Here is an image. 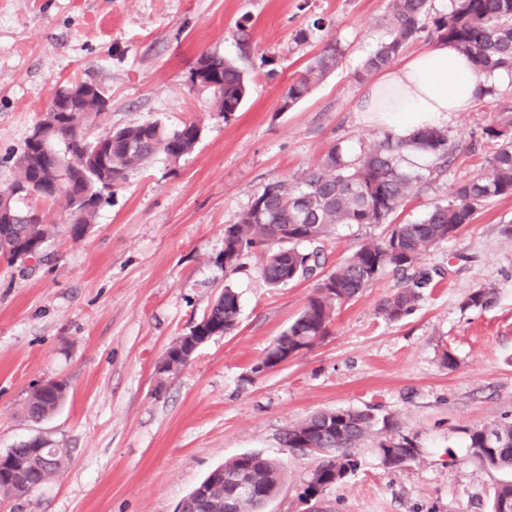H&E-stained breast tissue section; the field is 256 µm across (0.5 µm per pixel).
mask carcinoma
<instances>
[{
    "mask_svg": "<svg viewBox=\"0 0 512 512\" xmlns=\"http://www.w3.org/2000/svg\"><path fill=\"white\" fill-rule=\"evenodd\" d=\"M389 34L365 58L361 76L368 78L390 66L409 44L424 32L429 38L448 42L467 56L479 75L495 70L512 72V0H454L447 13L430 14L429 0H392L388 14ZM344 50L335 41L305 67L283 93L293 106L304 99L324 77L338 66ZM202 57L219 77L221 90L214 93L217 111L229 118L247 88L242 71L217 53ZM52 94L57 110L58 134L48 145L28 137L14 160V177L7 185L17 190L33 183L41 195L66 199L70 210L68 225L73 238L82 237L95 220L103 192L121 188L134 169L154 156L179 158L197 142L198 125L185 122L168 129L158 122L108 129L90 139L87 130L106 112L107 99L94 104L62 93ZM496 143L487 171L458 183L450 200L432 205L417 221H396L405 203L430 176V166L409 162L414 155L434 164L448 159L447 132L425 127L406 138L385 134L371 148L350 155L331 147L315 167L266 184L254 194L249 208L235 224L224 226L225 269L233 273L244 252L262 251L259 267L265 281L278 287L315 274L318 253L299 248L303 242H323L341 224H386L388 233L379 242L361 245L350 256L324 274L315 294L304 309L256 365L283 356L297 355L329 333L336 309L371 287L388 269L401 275L402 286L382 299L378 313L390 322L412 314L433 276L418 269L424 253L439 242L456 235L472 223L489 200L512 194V107L500 111L496 124L484 129ZM21 195L5 199L10 207L0 209V255L10 261L30 254L39 256L52 236L53 225L44 215L17 205ZM488 288L474 290L465 305L486 308L492 303ZM237 294L224 287L210 309V331L228 334L237 326ZM67 381L32 391L25 409L39 421L60 408L66 398ZM397 423L379 417L374 409H338L316 413L288 428L281 437L285 448L313 454L318 464L303 484L299 498L315 499L342 481L356 467L351 449L373 435H384L378 445L383 465L399 470L421 455L419 445L407 435H395ZM45 444L34 439L0 455V493L24 496L63 469L67 459L57 453L50 465L41 463ZM467 448L481 466L512 472V417L492 427L467 431ZM224 470L238 471L263 488V496L224 508L219 501L188 496L186 512H263L285 480L281 463L256 453H242L227 459ZM492 512H512V481L500 485L494 495Z\"/></svg>",
    "mask_w": 512,
    "mask_h": 512,
    "instance_id": "carcinoma-1",
    "label": "carcinoma"
}]
</instances>
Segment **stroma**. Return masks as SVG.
<instances>
[{
	"label": "stroma",
	"instance_id": "1",
	"mask_svg": "<svg viewBox=\"0 0 512 512\" xmlns=\"http://www.w3.org/2000/svg\"><path fill=\"white\" fill-rule=\"evenodd\" d=\"M388 11V0H0V187L66 83L86 81L108 97L96 134L148 121L200 127L188 154H160L130 172L81 238L67 229L64 198L25 199L56 229L44 259L0 261V453L39 437L67 465L29 495L0 496V512H176L212 469L250 452L284 468L265 512H307L299 495L317 459L283 448L281 434L316 412L365 406L415 437L421 455L389 470L376 439L365 441L317 512H490L512 473L474 462L467 431L512 415V239L501 233L512 224V195L426 252L420 265L436 276L413 314H378L400 283L384 272L337 310L322 341L264 372L256 364L318 280L271 287L257 250L235 273L224 269V227L265 184L313 167L333 145L356 153L385 134L360 110L366 85L357 73L387 38ZM331 40L345 50L338 67L281 111L285 88ZM204 53L244 74L247 93L231 118L210 91L187 86ZM510 105L512 85L449 113L448 166L401 220L422 218L485 171L494 146L483 130ZM386 232L337 227L324 244L327 266ZM227 287L239 299L236 329L177 372L159 373L169 345ZM479 288L494 289L493 304L464 307ZM60 377L65 403L29 419L30 392Z\"/></svg>",
	"mask_w": 512,
	"mask_h": 512
}]
</instances>
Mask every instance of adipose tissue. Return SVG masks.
Wrapping results in <instances>:
<instances>
[{"label":"adipose tissue","mask_w":512,"mask_h":512,"mask_svg":"<svg viewBox=\"0 0 512 512\" xmlns=\"http://www.w3.org/2000/svg\"><path fill=\"white\" fill-rule=\"evenodd\" d=\"M485 83L475 76L466 56L438 43L380 74L367 86L361 110L369 120L404 137L447 120L449 113L469 111Z\"/></svg>","instance_id":"obj_1"}]
</instances>
